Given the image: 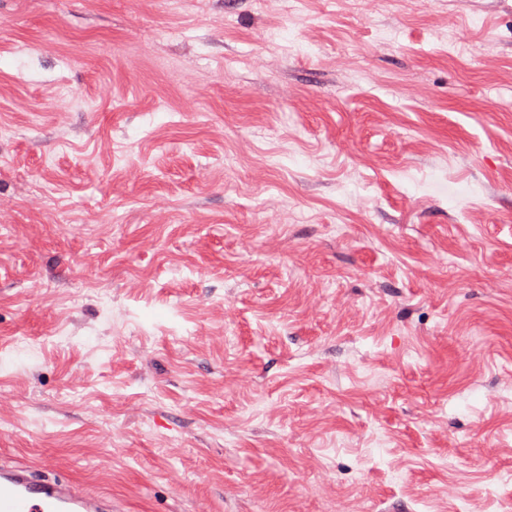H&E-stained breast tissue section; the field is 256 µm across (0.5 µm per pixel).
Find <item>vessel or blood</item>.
Masks as SVG:
<instances>
[{
	"mask_svg": "<svg viewBox=\"0 0 512 512\" xmlns=\"http://www.w3.org/2000/svg\"><path fill=\"white\" fill-rule=\"evenodd\" d=\"M0 512H112V497L74 479L0 461Z\"/></svg>",
	"mask_w": 512,
	"mask_h": 512,
	"instance_id": "b4317fda",
	"label": "vessel or blood"
}]
</instances>
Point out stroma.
Segmentation results:
<instances>
[{"label": "stroma", "instance_id": "35a3bbf8", "mask_svg": "<svg viewBox=\"0 0 512 512\" xmlns=\"http://www.w3.org/2000/svg\"><path fill=\"white\" fill-rule=\"evenodd\" d=\"M1 458L512 512V0H0Z\"/></svg>", "mask_w": 512, "mask_h": 512}]
</instances>
